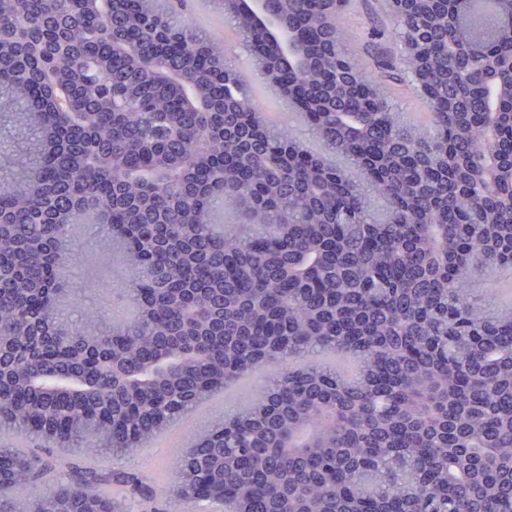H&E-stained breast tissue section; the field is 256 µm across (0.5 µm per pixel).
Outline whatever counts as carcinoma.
Segmentation results:
<instances>
[{"instance_id": "carcinoma-1", "label": "carcinoma", "mask_w": 512, "mask_h": 512, "mask_svg": "<svg viewBox=\"0 0 512 512\" xmlns=\"http://www.w3.org/2000/svg\"><path fill=\"white\" fill-rule=\"evenodd\" d=\"M348 2L266 0L298 36L285 65L239 26L341 165L157 0H0V438L131 454L263 366L175 451L186 512H512V0L406 5L400 57L357 74L370 102L339 84ZM409 78L428 130L381 89ZM219 200L240 220L217 227ZM89 212L132 285L110 319L72 279ZM0 463V512L154 502L132 473L1 444Z\"/></svg>"}]
</instances>
